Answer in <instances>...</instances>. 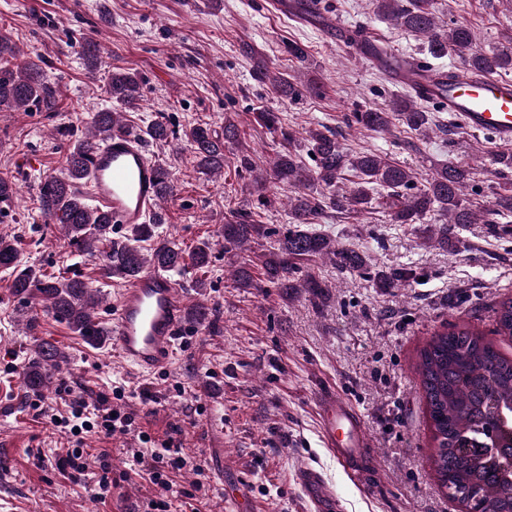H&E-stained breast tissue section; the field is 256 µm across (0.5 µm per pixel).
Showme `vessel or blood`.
I'll list each match as a JSON object with an SVG mask.
<instances>
[{
	"label": "vessel or blood",
	"instance_id": "b4317fda",
	"mask_svg": "<svg viewBox=\"0 0 512 512\" xmlns=\"http://www.w3.org/2000/svg\"><path fill=\"white\" fill-rule=\"evenodd\" d=\"M381 63L391 79L406 84L423 102L438 104L450 120L476 135L512 144V80L454 76L423 68L391 54ZM158 164L140 139L125 129L89 155V180L84 190L121 229L147 223L158 201ZM186 302L171 275L148 270L117 290L108 316L112 350L142 372L169 369L175 340L185 325ZM323 442L353 481H361V457L370 444L360 416L347 399L328 392L319 401ZM295 482L311 512H339L335 490L313 466H300ZM227 512H258L243 482L224 493Z\"/></svg>",
	"mask_w": 512,
	"mask_h": 512
}]
</instances>
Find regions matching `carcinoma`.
<instances>
[{"label":"carcinoma","instance_id":"cac0c4a2","mask_svg":"<svg viewBox=\"0 0 512 512\" xmlns=\"http://www.w3.org/2000/svg\"><path fill=\"white\" fill-rule=\"evenodd\" d=\"M376 12L391 18L400 28L428 41L435 56L453 52L462 58L464 69L494 75L512 68V52L484 53L476 50L474 30L455 24L440 31L431 0H374ZM255 80L268 83L280 95L290 99L299 93L297 85L270 70L265 60L257 61L253 69ZM144 77L136 72L118 69L108 81V93L122 108H138ZM59 86L52 82L42 58L25 53L13 42L9 31L0 28V107L27 112L35 106L46 112L59 109ZM123 113L106 109L94 112L86 122L87 133L72 141L65 157L61 175L51 176L40 186L38 209L47 221L61 225L68 245L81 253H99L105 261V274L121 279L135 278L146 266L172 270L191 263L198 269L211 263L210 243L199 244L190 255L161 239H156L157 225L165 223L162 213L152 215L150 223L133 230V239L112 238L113 224L109 215L88 205L77 185L88 178L87 159L93 148L109 139L112 129L121 125ZM400 121L408 128L421 130L431 122L428 112L417 108L410 100L392 102L387 108L368 107L352 113L350 121L372 131H383ZM171 130L163 121L146 127L145 135L158 143L168 141ZM200 167L224 172V145L240 141L238 123L224 117V138L201 125L182 131ZM285 143L272 165V178L294 189L288 197V216L292 223L318 224L334 212L360 215L372 201V193L380 190L393 198L390 222L421 224L435 212L444 217L439 226L437 243L443 248L455 247L451 227L454 224H476L482 220L494 224L512 215V189L493 193L487 208L478 213L463 198L470 180L471 167L450 161L435 168L423 187H418L411 169L386 155L374 152L351 154L327 127L308 131L314 169L303 163L296 132L281 129ZM495 177L508 179L512 172V153L494 157ZM352 174L354 188L349 192L337 189L346 174ZM316 182L317 194L306 192ZM175 185L169 169L158 167V191L164 202L174 193ZM268 234L264 225L254 219V213L232 210L224 217V249L243 247L255 237ZM155 240L148 253L135 246L140 241ZM333 255L341 268L360 271L365 266L362 254L339 249L329 238L301 228L288 230L278 240L273 251L261 260L269 283L287 291L308 288L313 292L322 287L314 276L297 278L300 266L317 257ZM0 267L12 271V288L16 295L44 305L71 330L91 344L103 341L104 332L95 320L100 297L81 279L44 274L32 265L20 266L15 245L0 238ZM404 271L380 274L382 288L407 282ZM496 332L512 336V298L501 302L496 316ZM64 353L56 347L36 346L34 357L25 369L28 387L45 386L43 369L62 361ZM420 373L426 411L434 430L437 451L434 468L441 487L448 497L462 506L469 505L477 494L491 503L496 512H512V469L508 462L493 454L485 456L475 449L489 447L507 438L506 427L512 425V359L501 355L482 333L468 327L434 333L420 352Z\"/></svg>","mask_w":512,"mask_h":512}]
</instances>
